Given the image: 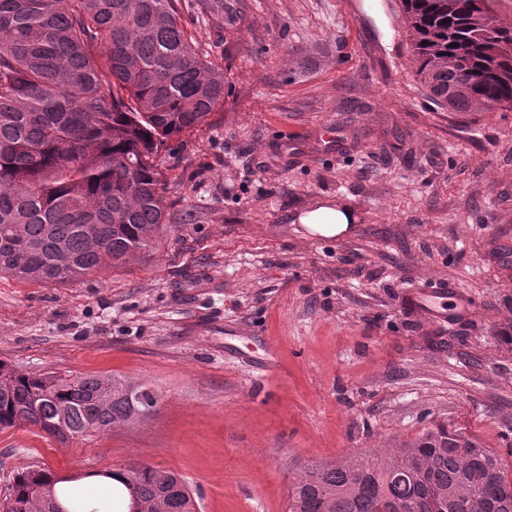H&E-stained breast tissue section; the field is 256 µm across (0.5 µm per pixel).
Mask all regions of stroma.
<instances>
[{
    "label": "stroma",
    "mask_w": 512,
    "mask_h": 512,
    "mask_svg": "<svg viewBox=\"0 0 512 512\" xmlns=\"http://www.w3.org/2000/svg\"><path fill=\"white\" fill-rule=\"evenodd\" d=\"M224 104L160 167L167 221L125 263L0 275V362L158 396L134 425L60 442L0 430V499L142 462L200 512H287L303 463L386 459L435 423L512 456V111L450 112L419 83L401 0H180ZM323 203L349 231L297 223ZM474 310L434 319L418 288Z\"/></svg>",
    "instance_id": "35a3bbf8"
}]
</instances>
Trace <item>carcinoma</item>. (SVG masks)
<instances>
[{
    "mask_svg": "<svg viewBox=\"0 0 512 512\" xmlns=\"http://www.w3.org/2000/svg\"><path fill=\"white\" fill-rule=\"evenodd\" d=\"M417 80L450 112L512 111V21L496 0H401ZM224 69L202 53L179 0H0V274L65 282L148 247L166 221L157 159L208 124ZM149 392L118 378L26 374L0 363V429L61 442L147 417ZM146 512H191L181 475L119 473ZM84 512L81 487L31 465L0 512ZM288 512H512V474L460 429H424L384 461H308Z\"/></svg>",
    "mask_w": 512,
    "mask_h": 512,
    "instance_id": "1",
    "label": "carcinoma"
}]
</instances>
